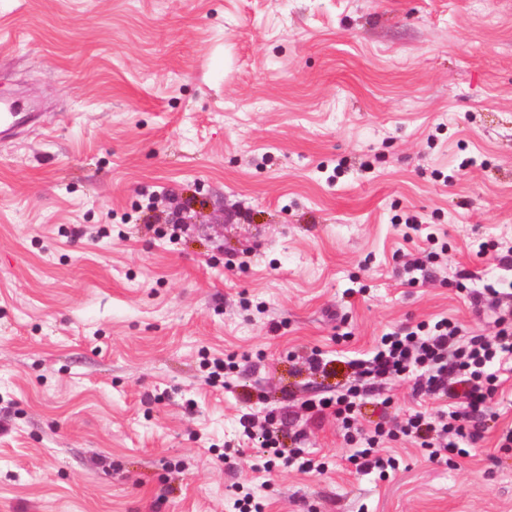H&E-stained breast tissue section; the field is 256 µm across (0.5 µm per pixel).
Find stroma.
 Masks as SVG:
<instances>
[{
    "label": "stroma",
    "mask_w": 512,
    "mask_h": 512,
    "mask_svg": "<svg viewBox=\"0 0 512 512\" xmlns=\"http://www.w3.org/2000/svg\"><path fill=\"white\" fill-rule=\"evenodd\" d=\"M0 97L38 114L0 140V512H512V378L470 456L389 440L385 481L301 407L392 329L496 333L457 280L512 247V0H0ZM409 218L447 245L414 287ZM245 413L326 471L265 470Z\"/></svg>",
    "instance_id": "35a3bbf8"
}]
</instances>
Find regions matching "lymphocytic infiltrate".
I'll list each match as a JSON object with an SVG mask.
<instances>
[{"label":"lymphocytic infiltrate","mask_w":512,"mask_h":512,"mask_svg":"<svg viewBox=\"0 0 512 512\" xmlns=\"http://www.w3.org/2000/svg\"><path fill=\"white\" fill-rule=\"evenodd\" d=\"M477 254L497 257L506 272L505 277L469 292L477 305L489 296L510 299V306L497 318L494 335L466 332L448 318L386 333L371 359L355 361L356 384L330 397L304 401L305 410L331 411L340 422L346 443L355 448L349 461L356 472H374L384 479L398 469V460L381 452L388 439L414 440L428 461L444 465L453 458L469 456L482 439L488 404L502 376L512 373V253L500 254L498 244L483 241ZM409 375L414 376L420 393L447 398V410L414 412L393 429L380 423L368 431L358 428L357 415L367 386ZM257 439L266 457L265 469L280 466L308 472L325 468L324 463L300 452L285 450L278 430L266 431Z\"/></svg>","instance_id":"f902f5d3"}]
</instances>
